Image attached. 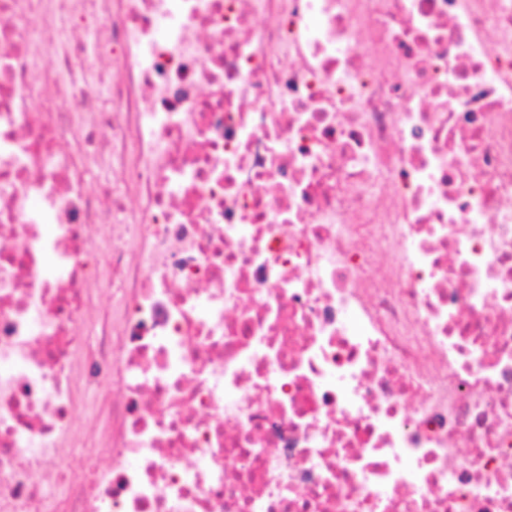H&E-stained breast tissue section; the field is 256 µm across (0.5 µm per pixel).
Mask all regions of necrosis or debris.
<instances>
[{
	"label": "necrosis or debris",
	"mask_w": 512,
	"mask_h": 512,
	"mask_svg": "<svg viewBox=\"0 0 512 512\" xmlns=\"http://www.w3.org/2000/svg\"><path fill=\"white\" fill-rule=\"evenodd\" d=\"M54 487L512 512V0H0V512Z\"/></svg>",
	"instance_id": "4bbe7bcc"
}]
</instances>
